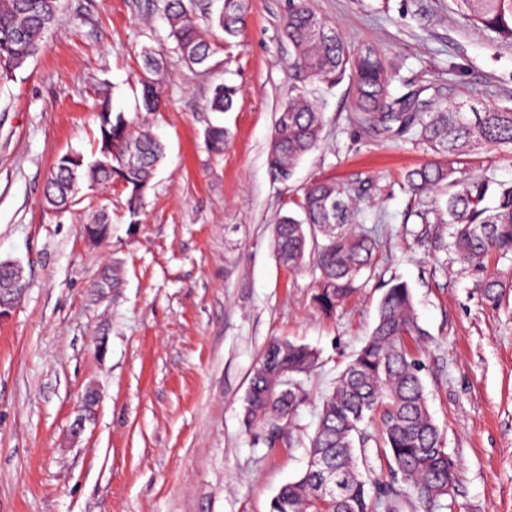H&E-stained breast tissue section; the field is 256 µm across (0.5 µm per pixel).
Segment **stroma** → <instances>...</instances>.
<instances>
[{
	"instance_id": "1",
	"label": "stroma",
	"mask_w": 512,
	"mask_h": 512,
	"mask_svg": "<svg viewBox=\"0 0 512 512\" xmlns=\"http://www.w3.org/2000/svg\"><path fill=\"white\" fill-rule=\"evenodd\" d=\"M224 0H192L215 43L210 69L189 68L167 42L160 0H65L42 50L0 85V262L26 289L0 321V512H269L307 462L322 397L364 344L393 277L406 281L421 328L409 345L428 406L458 466L461 512H512V252L485 268L439 248L445 198L419 196L404 177L438 161L411 137L363 130L349 82L317 94L319 146L280 181L269 137L289 88L301 84L284 35L287 0H249L243 34L211 21ZM352 50L372 46L401 95L427 105L454 96L512 101V45H497L453 12L452 0H307ZM163 50L165 106L139 109L141 51ZM237 88L231 111H210L217 85ZM108 97L147 120L165 146L138 214L113 187H82L62 216L44 207L47 176L69 151L97 145L95 105ZM224 126L210 152L209 126ZM453 165L465 177L512 182V150ZM333 179L359 188L357 223L378 250L352 298L320 313L312 268L276 260L273 226L304 187ZM105 211L111 231L84 227ZM111 288L98 289L103 274ZM504 281L498 302L482 280ZM316 349L307 399L269 444L246 429L249 375L267 342ZM99 401L80 439L71 427L88 387Z\"/></svg>"
}]
</instances>
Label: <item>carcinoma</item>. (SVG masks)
I'll return each instance as SVG.
<instances>
[{
  "mask_svg": "<svg viewBox=\"0 0 512 512\" xmlns=\"http://www.w3.org/2000/svg\"><path fill=\"white\" fill-rule=\"evenodd\" d=\"M63 0H0V80L7 82L37 56L62 8ZM457 14L488 33L498 44H512V0H453ZM247 0H224L216 23L225 39L239 36L247 16ZM171 41L190 68H209L215 49L201 33L187 0H162ZM22 30L17 39L15 31ZM284 33L294 50V66L311 83L327 90L344 78L352 81L355 120L363 129L382 127L397 137L412 135L435 152L459 156L475 149L512 148V106L445 101L426 112L419 95L395 96L391 75L381 55L366 48L351 51L338 29L312 12L306 0H288ZM141 104L144 112L164 105L163 52H141ZM235 91L215 87L210 109L228 112ZM97 147L91 158L68 152L53 166L45 203L59 214L74 202V190L87 181L92 190L122 183L128 203L137 209L163 157V145L142 125L113 112L97 111ZM324 115L306 86H294L273 125L268 164L286 181L295 163L313 151L321 138ZM225 131L205 133L211 151L222 153ZM136 163L127 164L129 156ZM411 191L442 190L445 214L453 226V245L461 261L483 267L495 251H512V183L457 176L452 165L428 163L406 174ZM355 190L334 180H316L295 205L303 215L280 217L273 247L278 261L297 271L307 262L319 270L314 300L332 312L352 296L357 280L372 268L376 241L355 224ZM420 333L407 284L389 282L378 303L375 326L347 363L321 404L308 456L324 466L326 478L307 466L284 484L270 503V512H457L448 497V482L458 481L457 465L427 404L418 360L405 338ZM318 361L312 348L286 339L269 341L256 359L244 399L245 427L266 426L275 444L306 394L307 377ZM375 443L378 460L389 473L376 470L368 457Z\"/></svg>",
  "mask_w": 512,
  "mask_h": 512,
  "instance_id": "1",
  "label": "carcinoma"
}]
</instances>
